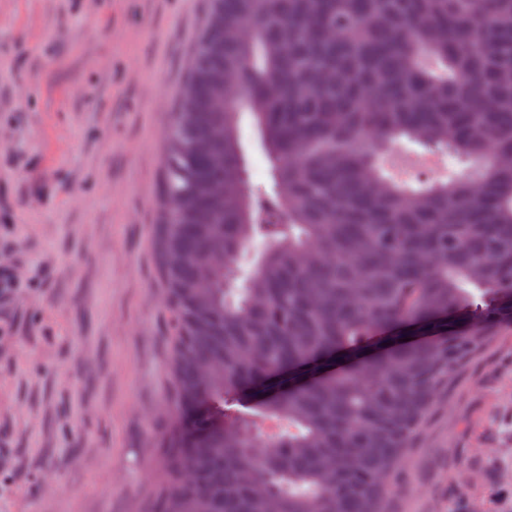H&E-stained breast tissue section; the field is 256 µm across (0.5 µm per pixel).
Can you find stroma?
<instances>
[{
	"label": "stroma",
	"mask_w": 512,
	"mask_h": 512,
	"mask_svg": "<svg viewBox=\"0 0 512 512\" xmlns=\"http://www.w3.org/2000/svg\"><path fill=\"white\" fill-rule=\"evenodd\" d=\"M204 0H0V512H150L172 408L153 255L164 131ZM248 179L270 190L250 113ZM444 179L466 159L401 140ZM392 512H512V343L402 463Z\"/></svg>",
	"instance_id": "1"
}]
</instances>
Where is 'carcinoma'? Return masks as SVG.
<instances>
[{
    "label": "carcinoma",
    "mask_w": 512,
    "mask_h": 512,
    "mask_svg": "<svg viewBox=\"0 0 512 512\" xmlns=\"http://www.w3.org/2000/svg\"><path fill=\"white\" fill-rule=\"evenodd\" d=\"M401 138L474 170L396 181ZM154 258L173 417L152 512H389L432 411L512 329V0H207ZM239 127L240 141L250 185L258 191L266 190L270 192L272 182L269 175V162L261 137L249 112L241 113Z\"/></svg>",
    "instance_id": "carcinoma-1"
}]
</instances>
